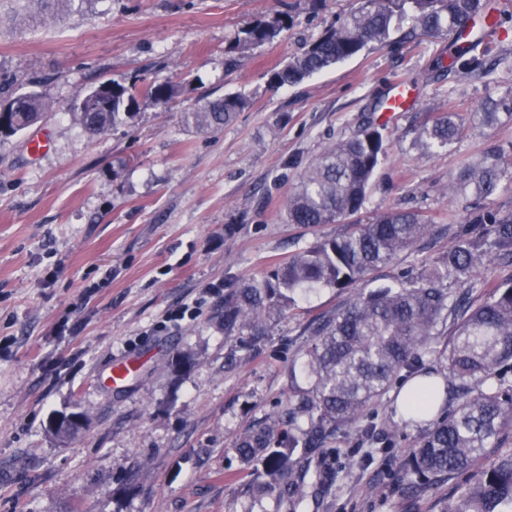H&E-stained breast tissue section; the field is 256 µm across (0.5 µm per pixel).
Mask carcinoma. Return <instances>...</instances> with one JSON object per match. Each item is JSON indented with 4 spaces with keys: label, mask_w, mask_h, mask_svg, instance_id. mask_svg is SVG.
<instances>
[{
    "label": "carcinoma",
    "mask_w": 512,
    "mask_h": 512,
    "mask_svg": "<svg viewBox=\"0 0 512 512\" xmlns=\"http://www.w3.org/2000/svg\"><path fill=\"white\" fill-rule=\"evenodd\" d=\"M485 10L484 0H360L358 8L330 28L301 55L272 72L270 84L293 85L357 55L367 44L387 43L390 32L406 19L424 33L451 37ZM287 27L277 15L248 26L237 48L247 52L273 40ZM488 46L467 45L457 56L473 73L485 68ZM112 105L104 107L97 87L78 95L72 115L93 135L133 118L136 98L116 81ZM142 93L166 106L177 94L169 82H152ZM8 113L6 129L15 135L42 120L49 105L31 91L0 96ZM249 105L243 96L205 101L184 115L199 131L217 132ZM464 127L457 112H439L423 124L426 143L445 145ZM385 125L370 120L353 138L338 142L311 162L288 198L290 224L318 226L346 221L364 203L370 179L385 153ZM512 182V162L494 151L463 162L448 179V195L486 200L503 181ZM471 224L485 232L460 237L432 269L391 284L355 293L314 328V342L301 371L310 387L295 407L303 419L297 433L283 436L268 427L249 435L238 452L267 480L258 488L303 495L307 484L334 477L317 466L296 468L298 448H313L341 428L374 437L371 406L401 378L418 383L398 398L404 425L421 435L404 464L411 490L427 491L445 480L473 472L475 479L456 485L458 495L443 512H512V450L482 470L477 466L493 448L512 440V387L490 384L512 366V283L493 284L475 275L478 260L495 256L512 263V214H477ZM432 227L415 212L389 210L368 224H350L334 237H321L275 263L260 278L224 296V333L265 335L266 317L294 305L295 295L313 288H351L377 267L413 247ZM459 282L455 294L447 283ZM432 354L433 366L424 358Z\"/></svg>",
    "instance_id": "1"
}]
</instances>
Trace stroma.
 Here are the masks:
<instances>
[{
	"instance_id": "35a3bbf8",
	"label": "stroma",
	"mask_w": 512,
	"mask_h": 512,
	"mask_svg": "<svg viewBox=\"0 0 512 512\" xmlns=\"http://www.w3.org/2000/svg\"><path fill=\"white\" fill-rule=\"evenodd\" d=\"M359 0H0V79L38 91L47 117L0 136V512H441L454 483L426 493L394 473L420 433L405 426L395 392L373 407L388 436L354 429L310 449L336 466L332 485L300 504L258 494L240 443L263 426L288 428L292 378L320 317L348 292L318 289L271 315L260 339L224 333V296L339 224L286 223L288 195L329 145L384 118L386 152L358 214L392 210L434 221L414 249L363 288L421 271L478 225L449 224L448 179L462 160L496 147L512 157V121L467 123L443 147L418 138L436 112L466 113L512 100V0H500L489 72L464 73L451 40L394 31L356 56L279 89L269 72L303 53ZM288 27L246 53L242 30L274 14ZM420 96L384 116L392 82ZM118 80L169 81L167 108L142 97L126 125L90 135L71 115L77 93ZM242 95L250 106L217 133L184 115L203 101ZM48 133V152L27 142ZM190 308L174 321L171 312ZM193 359L176 371L177 356ZM138 370L116 387V358ZM87 426L63 441L61 412Z\"/></svg>"
}]
</instances>
